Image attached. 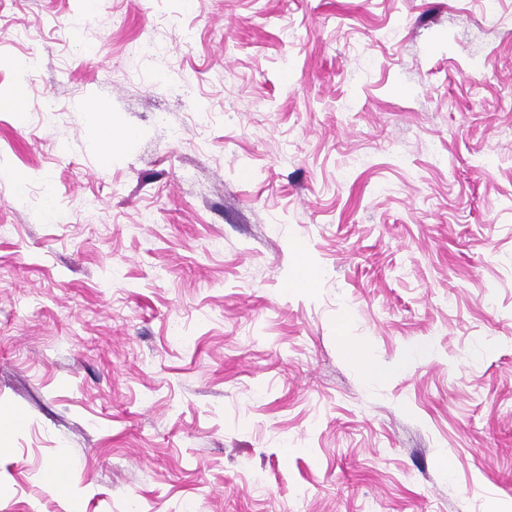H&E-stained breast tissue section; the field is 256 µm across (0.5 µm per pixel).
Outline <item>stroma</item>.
Instances as JSON below:
<instances>
[{"mask_svg": "<svg viewBox=\"0 0 512 512\" xmlns=\"http://www.w3.org/2000/svg\"><path fill=\"white\" fill-rule=\"evenodd\" d=\"M18 87L0 512L512 499V0H0ZM347 349L351 355L361 362L364 372L371 378H380L388 373L387 368L368 358L366 348L362 343H350Z\"/></svg>", "mask_w": 512, "mask_h": 512, "instance_id": "1", "label": "stroma"}]
</instances>
